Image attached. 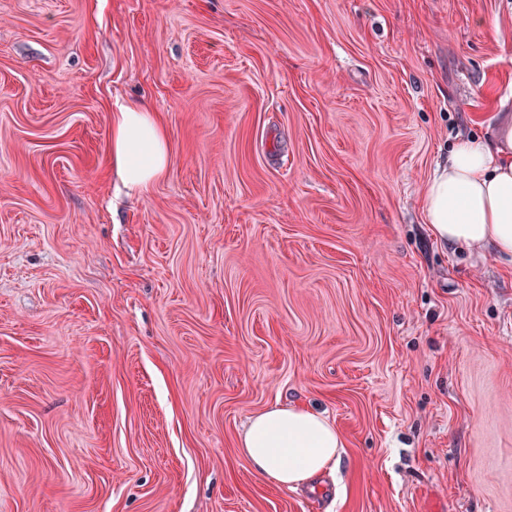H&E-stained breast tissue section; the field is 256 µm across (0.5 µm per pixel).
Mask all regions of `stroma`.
I'll list each match as a JSON object with an SVG mask.
<instances>
[{
	"instance_id": "stroma-1",
	"label": "stroma",
	"mask_w": 512,
	"mask_h": 512,
	"mask_svg": "<svg viewBox=\"0 0 512 512\" xmlns=\"http://www.w3.org/2000/svg\"><path fill=\"white\" fill-rule=\"evenodd\" d=\"M510 120L512 0H0V512H512V260L422 211ZM275 405L335 474L250 468ZM114 176L126 195H140L169 171L170 143L165 125L141 103L119 106L111 115ZM248 465L282 487L336 471L341 434L324 416L301 406H275L252 417L239 439Z\"/></svg>"
}]
</instances>
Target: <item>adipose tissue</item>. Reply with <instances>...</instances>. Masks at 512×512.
Here are the masks:
<instances>
[{
    "label": "adipose tissue",
    "instance_id": "obj_1",
    "mask_svg": "<svg viewBox=\"0 0 512 512\" xmlns=\"http://www.w3.org/2000/svg\"><path fill=\"white\" fill-rule=\"evenodd\" d=\"M112 174L130 195L169 171L165 125L141 103L111 115ZM424 221L433 236L512 257V126L493 138L461 137L423 190ZM343 440L324 416L301 406H275L252 417L239 439L248 465L282 487L336 470Z\"/></svg>",
    "mask_w": 512,
    "mask_h": 512
}]
</instances>
